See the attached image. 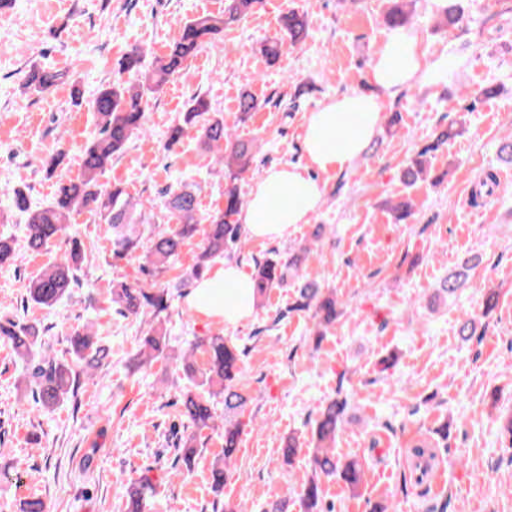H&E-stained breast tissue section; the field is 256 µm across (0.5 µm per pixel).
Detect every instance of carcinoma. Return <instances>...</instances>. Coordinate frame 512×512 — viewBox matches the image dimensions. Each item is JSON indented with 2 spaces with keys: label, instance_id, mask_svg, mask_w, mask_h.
Segmentation results:
<instances>
[{
  "label": "carcinoma",
  "instance_id": "carcinoma-1",
  "mask_svg": "<svg viewBox=\"0 0 512 512\" xmlns=\"http://www.w3.org/2000/svg\"><path fill=\"white\" fill-rule=\"evenodd\" d=\"M262 0H225L224 12L207 14L183 23L178 37L169 45L165 54L155 58L150 66H142L144 51L132 47L120 64L119 73L129 74L101 87L89 101L97 112L98 130L84 149L81 176L78 181L59 187L54 199L41 206H32L20 189L13 191V205L27 216L25 243L28 250L39 253L57 241L72 223L75 216L88 212L108 224L112 230V254L127 256L136 253L144 234L141 227L146 220L147 206L134 202L118 184L108 187L99 183L114 155L124 149L131 139L145 131V112L150 99L163 90L170 77L184 69L203 45L224 34V29L241 21L254 12ZM410 13L406 0H394L386 13L387 23L403 26L409 22ZM306 15L290 11L281 20L282 38L267 43L265 57L274 61L279 57L283 39L292 43L308 35ZM63 74L34 67L25 76L20 88L25 94L42 95L57 86ZM263 107L251 93L241 94L238 111L242 116ZM193 130L204 147L217 155L216 163L224 172L230 186L224 190V206L204 213L199 209L195 186L179 184L166 193V208L178 227L159 231L148 239L146 251L141 255L153 273H163L172 268L179 258L185 242L197 232V226L206 225V235L199 262L183 278L184 283L202 278L207 264L224 257L226 251L244 244L241 224L237 216L243 206L236 182L254 170L253 144L232 138L224 126V118L212 111L204 97L193 98L181 113L170 132L169 145L179 143ZM431 151L426 148L410 160L402 171L405 184L412 186L430 173L423 157ZM315 250L301 246L287 257L276 253L255 261L252 273L257 298L262 299L275 288L288 285V271L305 264ZM14 239L0 234V267L14 259ZM85 260V253L77 239L62 260L54 262L25 284L26 302L41 308L53 309L63 303L78 284L77 272ZM478 257L464 259L439 285V292L452 295L468 284L470 271ZM169 289L155 283L127 284L120 282L111 289V302L125 318L140 321L139 348L136 367L149 368L161 359L170 358V338L166 327ZM310 310L315 320V335L322 339L329 326L342 314V304L332 290L306 282L298 286V300L288 307V312ZM0 340L7 342L13 353L30 372V386L37 401L46 409H53L74 395L81 375L102 365L111 356L98 330L92 324L75 328L67 337L68 353L72 360L58 359L43 354L41 329L35 323H0ZM207 356L198 365L196 353ZM183 375L190 381L191 389L183 393L182 414L198 431L224 430V456L212 464L210 476L216 489L224 487L231 476L234 453L239 448L241 429L236 420L238 411L249 401L242 388V351L228 338L217 334L196 343L175 357ZM224 397V415L217 412L214 398ZM347 399L333 398L322 406L315 421L314 436L317 446L310 455L312 475L303 483V496L310 512H325L319 477L338 476L348 487L358 488L364 472L356 461L341 462L332 451L336 433L343 421ZM198 453L197 435L185 436L178 445V460L190 465ZM415 460L414 470L419 477L426 476L433 468L435 452L426 443L411 449ZM155 486L151 477L141 475L131 482L130 504L127 512H144L145 502Z\"/></svg>",
  "mask_w": 512,
  "mask_h": 512
}]
</instances>
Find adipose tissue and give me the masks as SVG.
<instances>
[{"label": "adipose tissue", "mask_w": 512, "mask_h": 512, "mask_svg": "<svg viewBox=\"0 0 512 512\" xmlns=\"http://www.w3.org/2000/svg\"><path fill=\"white\" fill-rule=\"evenodd\" d=\"M448 66L447 56L427 57L411 29L391 31L375 54L372 91L333 98L307 117L306 166L273 168L256 182L239 214L244 235L253 240H282L296 225L309 223L323 198L314 172L351 168L381 123L383 96L417 83L447 82ZM187 303L211 321L234 326L253 316L257 297L251 276L227 261L197 283Z\"/></svg>", "instance_id": "ef3b65f1"}]
</instances>
